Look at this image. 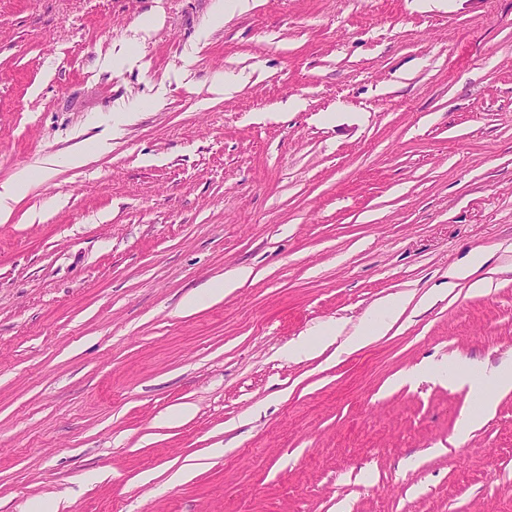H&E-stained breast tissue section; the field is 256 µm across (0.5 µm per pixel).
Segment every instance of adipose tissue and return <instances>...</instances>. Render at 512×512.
Wrapping results in <instances>:
<instances>
[{
	"label": "adipose tissue",
	"instance_id": "1",
	"mask_svg": "<svg viewBox=\"0 0 512 512\" xmlns=\"http://www.w3.org/2000/svg\"><path fill=\"white\" fill-rule=\"evenodd\" d=\"M405 306V299L398 295L387 297L378 303L365 322L347 340L344 346L345 352H354L379 336L385 335L391 327L392 320L404 310ZM422 376H428L452 386H466L475 393L477 409L465 414L461 421V430L465 433L470 432L484 416L494 411L500 394L512 391L511 362L496 367L481 363L475 365L468 361L450 366L431 363L406 373L401 381L406 384Z\"/></svg>",
	"mask_w": 512,
	"mask_h": 512
}]
</instances>
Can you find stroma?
Here are the masks:
<instances>
[{"label": "stroma", "mask_w": 512, "mask_h": 512, "mask_svg": "<svg viewBox=\"0 0 512 512\" xmlns=\"http://www.w3.org/2000/svg\"><path fill=\"white\" fill-rule=\"evenodd\" d=\"M223 2L0 0V512H512V0ZM34 174L25 170L20 172L15 180L7 181L0 184V222L8 221L13 204L19 200L20 186L30 181ZM251 271L248 268H240L232 278H225L224 283L219 288H203L189 295L182 308L184 310H194L206 303H214L224 297V295L239 288L250 276ZM406 301L399 295L389 296L377 304L368 314L365 322L355 330L343 346L347 353L365 347L379 336H384L391 327L392 320L401 313ZM429 376L451 386H466L477 398L476 411L465 414L461 421L460 437L479 424L484 416L492 413L500 394L512 390V363L490 367L481 363L472 365L463 361L448 366L447 363H431L419 366L397 379L400 384L411 383L415 379Z\"/></svg>", "instance_id": "stroma-1"}]
</instances>
